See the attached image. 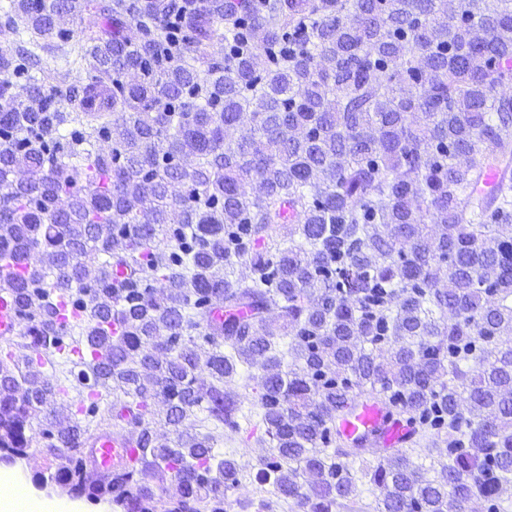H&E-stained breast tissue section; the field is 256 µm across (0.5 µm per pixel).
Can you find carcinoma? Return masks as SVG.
I'll return each instance as SVG.
<instances>
[{"instance_id":"carcinoma-1","label":"carcinoma","mask_w":512,"mask_h":512,"mask_svg":"<svg viewBox=\"0 0 512 512\" xmlns=\"http://www.w3.org/2000/svg\"><path fill=\"white\" fill-rule=\"evenodd\" d=\"M0 32V258L26 323L0 348V449L67 452L58 479L86 489L103 386L138 431L105 487L128 512H245V481L295 512H512V0H8ZM21 345L95 352L90 404L34 429L63 386ZM252 368L258 422L224 393ZM365 398L403 447L336 432ZM213 425L270 452L244 476ZM141 482L159 492L158 488L163 490V496L167 500L176 499L178 496V484L174 477L170 474L160 478L157 474L151 471L144 472L140 475ZM160 493V492H159Z\"/></svg>"}]
</instances>
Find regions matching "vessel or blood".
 I'll use <instances>...</instances> for the list:
<instances>
[{"mask_svg": "<svg viewBox=\"0 0 512 512\" xmlns=\"http://www.w3.org/2000/svg\"><path fill=\"white\" fill-rule=\"evenodd\" d=\"M20 333L21 317L12 291L0 285V342ZM339 429L348 437H367L379 448L399 447L407 434L406 427L390 419L383 403L375 398L367 399L353 415L341 420ZM137 460L135 440L123 432L99 429L83 440L84 469L95 478L104 479L112 472L134 468Z\"/></svg>", "mask_w": 512, "mask_h": 512, "instance_id": "obj_1", "label": "vessel or blood"}]
</instances>
